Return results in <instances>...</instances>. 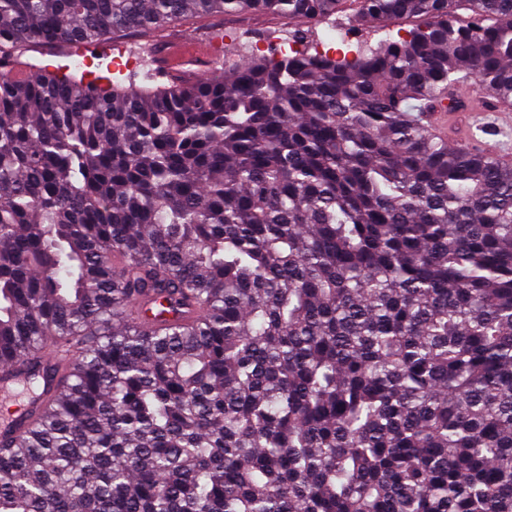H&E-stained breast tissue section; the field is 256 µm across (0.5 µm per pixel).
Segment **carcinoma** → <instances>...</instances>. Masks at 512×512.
<instances>
[{"label":"carcinoma","mask_w":512,"mask_h":512,"mask_svg":"<svg viewBox=\"0 0 512 512\" xmlns=\"http://www.w3.org/2000/svg\"><path fill=\"white\" fill-rule=\"evenodd\" d=\"M349 8L412 28L137 89L12 73ZM473 81L512 102V0H0V349L54 385L0 512H512V165L416 117Z\"/></svg>","instance_id":"carcinoma-1"}]
</instances>
